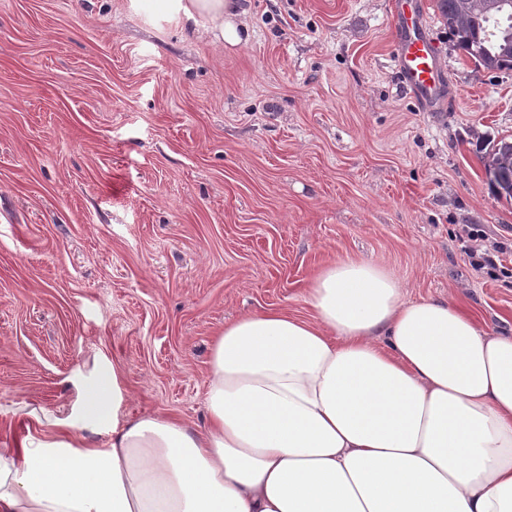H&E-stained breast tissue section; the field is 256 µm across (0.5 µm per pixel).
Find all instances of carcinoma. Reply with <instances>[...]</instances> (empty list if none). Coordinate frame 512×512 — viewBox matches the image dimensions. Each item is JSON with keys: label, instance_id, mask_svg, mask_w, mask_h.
Returning <instances> with one entry per match:
<instances>
[{"label": "carcinoma", "instance_id": "obj_1", "mask_svg": "<svg viewBox=\"0 0 512 512\" xmlns=\"http://www.w3.org/2000/svg\"><path fill=\"white\" fill-rule=\"evenodd\" d=\"M439 10L456 45L490 71L512 70V52L502 48L503 27L512 32V17L507 25L498 21L509 9L504 0H439ZM485 174L494 191L512 199V142L501 140L485 157Z\"/></svg>", "mask_w": 512, "mask_h": 512}]
</instances>
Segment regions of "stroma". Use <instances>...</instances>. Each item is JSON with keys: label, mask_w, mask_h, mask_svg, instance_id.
<instances>
[{"label": "stroma", "mask_w": 512, "mask_h": 512, "mask_svg": "<svg viewBox=\"0 0 512 512\" xmlns=\"http://www.w3.org/2000/svg\"><path fill=\"white\" fill-rule=\"evenodd\" d=\"M150 0H0V448L120 386L124 417L205 422L225 322L305 317L326 263L512 332V200L484 157L512 140V70L444 26L451 109L422 111L391 0H247L237 45L185 38ZM503 245L499 275L459 237Z\"/></svg>", "instance_id": "1"}]
</instances>
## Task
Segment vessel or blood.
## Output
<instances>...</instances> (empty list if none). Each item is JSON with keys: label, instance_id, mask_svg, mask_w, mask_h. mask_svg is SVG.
<instances>
[{"label": "vessel or blood", "instance_id": "obj_1", "mask_svg": "<svg viewBox=\"0 0 512 512\" xmlns=\"http://www.w3.org/2000/svg\"><path fill=\"white\" fill-rule=\"evenodd\" d=\"M423 0H394L395 62L404 86L424 111L441 112L447 101L437 45L424 32Z\"/></svg>", "mask_w": 512, "mask_h": 512}]
</instances>
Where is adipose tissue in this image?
I'll return each instance as SVG.
<instances>
[{
    "label": "adipose tissue",
    "instance_id": "adipose-tissue-1",
    "mask_svg": "<svg viewBox=\"0 0 512 512\" xmlns=\"http://www.w3.org/2000/svg\"><path fill=\"white\" fill-rule=\"evenodd\" d=\"M182 32L242 40L240 0H152ZM284 309L225 324L207 424L113 420L0 448V512H512V335L391 272L334 262Z\"/></svg>",
    "mask_w": 512,
    "mask_h": 512
}]
</instances>
